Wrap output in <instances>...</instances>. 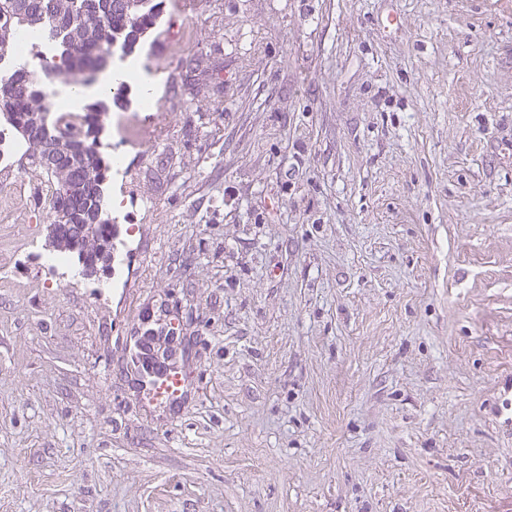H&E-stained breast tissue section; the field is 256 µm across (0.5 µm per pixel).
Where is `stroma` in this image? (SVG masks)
Listing matches in <instances>:
<instances>
[{"instance_id": "35a3bbf8", "label": "stroma", "mask_w": 512, "mask_h": 512, "mask_svg": "<svg viewBox=\"0 0 512 512\" xmlns=\"http://www.w3.org/2000/svg\"><path fill=\"white\" fill-rule=\"evenodd\" d=\"M195 2L122 260L47 270L0 172V512H512V0ZM144 376L148 378L152 397L166 404L177 402L185 393L186 380L173 364H162L148 371L143 369Z\"/></svg>"}]
</instances>
